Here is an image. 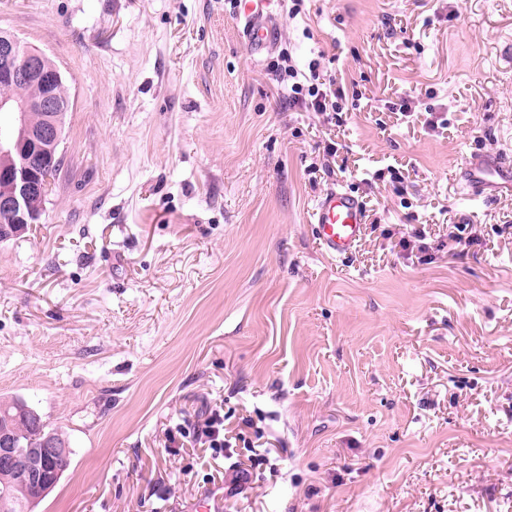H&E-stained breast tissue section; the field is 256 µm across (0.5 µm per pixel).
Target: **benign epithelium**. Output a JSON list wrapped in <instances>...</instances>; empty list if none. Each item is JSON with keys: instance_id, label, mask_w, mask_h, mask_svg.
I'll list each match as a JSON object with an SVG mask.
<instances>
[{"instance_id": "benign-epithelium-1", "label": "benign epithelium", "mask_w": 512, "mask_h": 512, "mask_svg": "<svg viewBox=\"0 0 512 512\" xmlns=\"http://www.w3.org/2000/svg\"><path fill=\"white\" fill-rule=\"evenodd\" d=\"M62 80L58 66L47 55L0 31V83L42 88L36 96L0 98V110L11 113L9 124L0 128V156L17 158L9 168L0 170V215L6 217L0 223V238L4 240L21 235L41 219L42 211L33 208V203L47 190V163L59 160L61 115L70 106L55 92ZM70 452L67 443L52 434L43 447L22 451L0 431V473L38 490L60 473Z\"/></svg>"}]
</instances>
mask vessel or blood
Masks as SVG:
<instances>
[{"mask_svg": "<svg viewBox=\"0 0 512 512\" xmlns=\"http://www.w3.org/2000/svg\"><path fill=\"white\" fill-rule=\"evenodd\" d=\"M270 2L238 0L247 46L255 55L271 49L279 35V27L268 10ZM461 177L472 198L490 199L503 186L512 187V161L498 151L473 154L465 159ZM312 217L319 244L324 254L332 258L348 255L359 242L366 224L359 200L336 188L317 201Z\"/></svg>", "mask_w": 512, "mask_h": 512, "instance_id": "obj_1", "label": "vessel or blood"}]
</instances>
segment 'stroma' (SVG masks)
Instances as JSON below:
<instances>
[{"mask_svg":"<svg viewBox=\"0 0 512 512\" xmlns=\"http://www.w3.org/2000/svg\"><path fill=\"white\" fill-rule=\"evenodd\" d=\"M272 10L254 56L230 0H0L72 98L42 218L0 242V398L74 449L37 512H512V192L458 180L512 159V0ZM282 48L337 118L288 106ZM332 187L367 211L336 260L309 222ZM216 404L262 444L247 474L167 446ZM463 185L474 199H490L505 184L512 188V164L501 152L471 154L464 160Z\"/></svg>","mask_w":512,"mask_h":512,"instance_id":"obj_1","label":"stroma"}]
</instances>
